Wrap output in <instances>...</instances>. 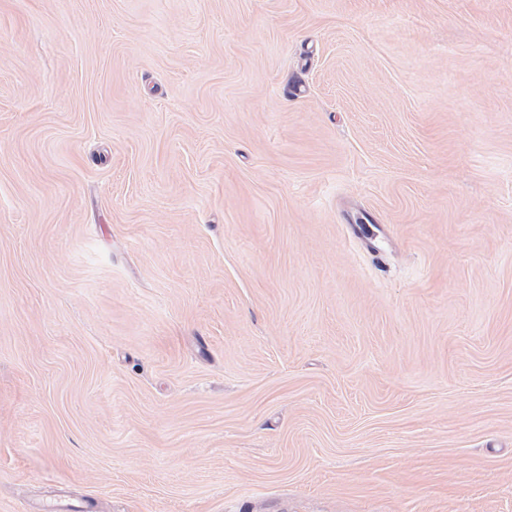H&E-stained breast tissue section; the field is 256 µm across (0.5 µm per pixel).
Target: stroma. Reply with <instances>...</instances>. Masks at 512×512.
<instances>
[{
    "mask_svg": "<svg viewBox=\"0 0 512 512\" xmlns=\"http://www.w3.org/2000/svg\"><path fill=\"white\" fill-rule=\"evenodd\" d=\"M56 502L512 512V0H0V512Z\"/></svg>",
    "mask_w": 512,
    "mask_h": 512,
    "instance_id": "1",
    "label": "stroma"
}]
</instances>
